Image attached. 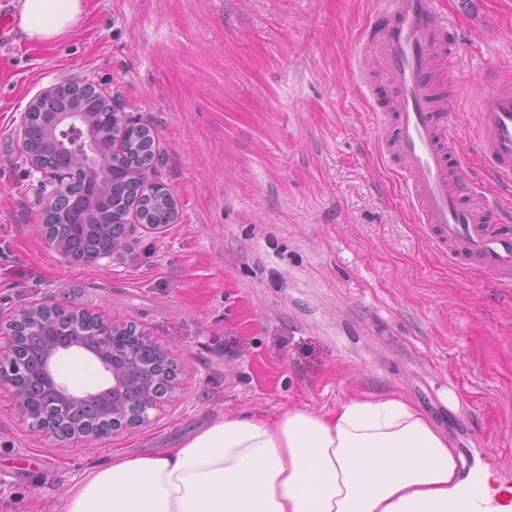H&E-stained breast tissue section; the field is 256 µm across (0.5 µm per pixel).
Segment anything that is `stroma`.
<instances>
[{
	"label": "stroma",
	"instance_id": "1",
	"mask_svg": "<svg viewBox=\"0 0 512 512\" xmlns=\"http://www.w3.org/2000/svg\"><path fill=\"white\" fill-rule=\"evenodd\" d=\"M53 47L0 36V311L32 302L137 325L179 397L89 447L28 433L0 389V504L54 512L95 463L175 447L221 414L332 409L392 392L467 463L512 472V283L434 250L380 157L386 0H90ZM433 62L463 176L485 166L479 91L512 77V0H435ZM84 79L157 134L175 223L128 227L109 265L61 261L20 116Z\"/></svg>",
	"mask_w": 512,
	"mask_h": 512
}]
</instances>
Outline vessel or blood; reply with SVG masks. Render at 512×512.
Here are the masks:
<instances>
[{
	"mask_svg": "<svg viewBox=\"0 0 512 512\" xmlns=\"http://www.w3.org/2000/svg\"><path fill=\"white\" fill-rule=\"evenodd\" d=\"M434 0H396L394 21L381 45L392 87L394 128L382 141L398 158L420 223L438 253H461L480 270L512 277V233L490 226L488 215L512 193V84L500 83L478 97L482 151L497 191L476 199L473 185L453 165V138L438 122L431 61L441 51Z\"/></svg>",
	"mask_w": 512,
	"mask_h": 512,
	"instance_id": "b4317fda",
	"label": "vessel or blood"
}]
</instances>
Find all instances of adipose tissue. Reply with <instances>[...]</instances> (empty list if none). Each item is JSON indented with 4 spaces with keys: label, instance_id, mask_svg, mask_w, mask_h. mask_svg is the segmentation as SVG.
<instances>
[{
    "label": "adipose tissue",
    "instance_id": "ef3b65f1",
    "mask_svg": "<svg viewBox=\"0 0 512 512\" xmlns=\"http://www.w3.org/2000/svg\"><path fill=\"white\" fill-rule=\"evenodd\" d=\"M89 0H18L16 29L52 46ZM60 512H512V490L474 479L447 436L402 397L335 409L221 415L159 453H122L74 484Z\"/></svg>",
    "mask_w": 512,
    "mask_h": 512
}]
</instances>
